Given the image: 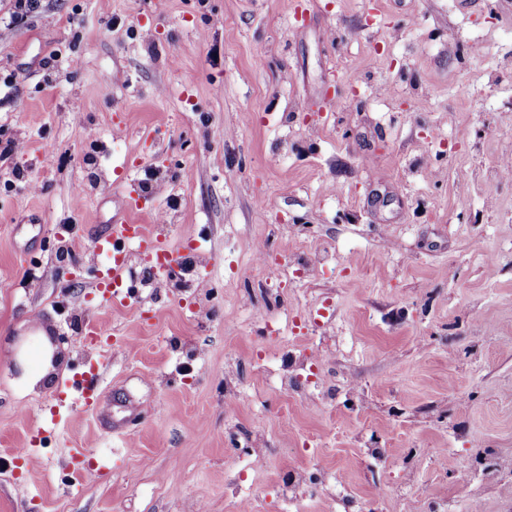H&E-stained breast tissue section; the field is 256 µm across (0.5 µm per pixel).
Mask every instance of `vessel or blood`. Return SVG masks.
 I'll return each mask as SVG.
<instances>
[{
	"label": "vessel or blood",
	"mask_w": 512,
	"mask_h": 512,
	"mask_svg": "<svg viewBox=\"0 0 512 512\" xmlns=\"http://www.w3.org/2000/svg\"><path fill=\"white\" fill-rule=\"evenodd\" d=\"M139 204L133 196H126L122 200L119 216L112 219L111 232L94 237L90 248L96 255L106 260L105 277L97 285L103 299L120 304H128L129 313L133 318H141L139 306L130 304V285L128 282V257L125 246L127 243H138L139 247L153 256L152 269L157 278L165 279L172 276L175 268L181 267L182 256L174 252L161 249L156 239L146 235L141 225L133 223L131 215L137 211ZM98 371H90L81 377H70L65 386L73 391L75 398L84 400L86 405H94L96 400Z\"/></svg>",
	"instance_id": "1"
}]
</instances>
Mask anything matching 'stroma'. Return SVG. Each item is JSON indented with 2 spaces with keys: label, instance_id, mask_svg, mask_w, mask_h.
Listing matches in <instances>:
<instances>
[{
  "label": "stroma",
  "instance_id": "35a3bbf8",
  "mask_svg": "<svg viewBox=\"0 0 512 512\" xmlns=\"http://www.w3.org/2000/svg\"><path fill=\"white\" fill-rule=\"evenodd\" d=\"M298 2L0 0V512H238L254 478L286 512L296 472V512H512V0ZM125 163L189 253L137 321L89 248ZM39 328L31 389L5 345ZM294 352L325 378L287 394ZM99 371L93 369L89 375L83 374L80 378L75 376L65 380V387L74 392L76 399H83L87 406H93L96 400L97 382Z\"/></svg>",
  "mask_w": 512,
  "mask_h": 512
}]
</instances>
